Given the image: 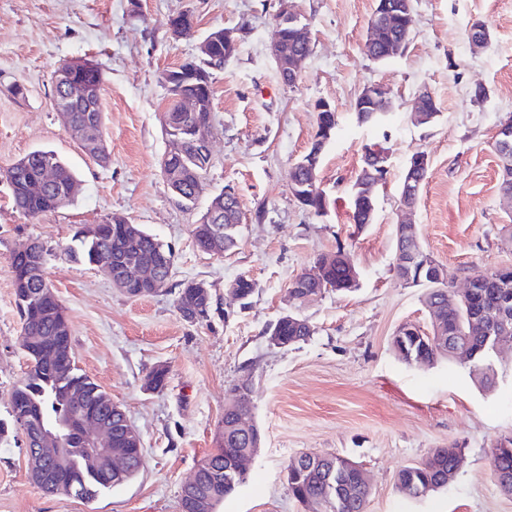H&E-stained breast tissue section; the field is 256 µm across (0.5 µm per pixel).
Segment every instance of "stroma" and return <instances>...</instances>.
<instances>
[{"instance_id": "obj_1", "label": "stroma", "mask_w": 512, "mask_h": 512, "mask_svg": "<svg viewBox=\"0 0 512 512\" xmlns=\"http://www.w3.org/2000/svg\"><path fill=\"white\" fill-rule=\"evenodd\" d=\"M414 27L403 54L376 63L364 54L375 0H295L308 23L311 52L294 86L278 78L270 55L278 0H0V169L36 149L55 151L78 175L66 208L36 217L16 212L0 180V419L27 371L11 256L29 239L52 251L46 272L72 330L76 362L125 412L138 432L144 464L122 486L81 500L50 495L28 475L25 438L0 440V512H180L182 484L216 448L224 405L252 380L253 420L262 446L247 482L220 512H303L288 489L286 467L304 453L347 457L371 479L367 512H512V495L492 474L498 439L512 433V342L496 357L497 383L480 387L468 366L441 359L421 367L392 346L399 326L429 329L425 287H406L394 268L399 190L407 162L427 154V181L414 222L423 247L456 286L477 269L512 266V202L500 190L495 150L500 121L512 115V0H413ZM194 26L173 36L169 18ZM482 21L486 47L467 31ZM245 28L239 54L213 75L211 164L194 207L179 205L161 174L168 142L162 74L196 56L218 28ZM82 58L103 73L101 91L110 160L97 164L62 124L52 77ZM390 91L385 124L358 123L365 85ZM22 85L23 95L13 93ZM483 88L482 101L474 91ZM429 90L439 116L414 125L409 113ZM336 109V136L322 154L319 180L328 211L316 216L290 191L289 171L311 145L316 100ZM388 153L372 224L356 228L347 197L363 147ZM233 186L243 212L237 248L201 252L192 229L210 200ZM114 215L168 245L174 267L165 289L131 298L106 273L70 258L78 227ZM344 250L360 286L298 307L314 328L305 342L270 346L265 330L289 310L292 280L321 254ZM241 275L256 290L240 305L227 286ZM204 283L209 322L191 324L175 308L182 283ZM168 369L163 391H145L155 366ZM458 445L464 464L448 488L409 500L396 489L399 469L436 448Z\"/></svg>"}]
</instances>
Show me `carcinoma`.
<instances>
[{"mask_svg":"<svg viewBox=\"0 0 512 512\" xmlns=\"http://www.w3.org/2000/svg\"><path fill=\"white\" fill-rule=\"evenodd\" d=\"M191 70L197 72H213L209 66V58H192L182 63L176 73L184 75L178 85L169 90L173 102L168 110L176 107V96H198L212 100V85L201 86L200 81L186 74ZM75 120L89 122L98 133H103L104 112H84L77 109L73 112ZM213 116L211 108L201 112H186L182 125L173 132H165L167 138L186 135L194 128L212 129ZM210 158L187 149L174 159V166L186 173L182 182L184 194H190V185L198 177L206 174ZM51 166L56 171L54 186L41 195H33L28 189L29 183L38 179L42 170ZM3 176L11 187V202L15 211L24 216L36 217L49 211L63 208L72 202L65 196L68 186L76 181V176L70 166L51 150H34L8 167ZM360 191L351 189L349 208L353 223L366 226L374 221L368 217L367 211L359 202ZM241 224V210L234 212L233 218L223 221L224 247L222 252L232 251L238 243ZM141 252L137 258L165 254L174 258L169 246L163 244L157 237L142 231ZM125 240L117 233L113 224H98L95 228L83 226L78 228L71 244L66 247L67 253L76 260H82L89 265L106 263L123 253ZM339 256L336 265L332 266L327 277L338 283L348 282L347 267L353 264L351 255L342 249L337 250ZM12 285L15 300L23 299L26 294L33 293L35 297L29 301L20 312L22 320L21 347L27 357L28 370L22 382L14 386L9 396L10 421L0 420V439L8 434V429L20 431L19 423H25L26 430L33 432L40 427V422H51L56 419L59 408L64 406L70 387L75 386L84 390L85 397L81 409L85 413H100L106 407L107 394L100 389L91 378L76 365L72 347L70 324L65 309L57 299L42 298L37 295L40 288L38 281L28 277L17 268L11 270ZM420 285L427 287V300L436 306V316L431 322L443 327L445 335L437 336L434 330L421 332L423 338H432L434 349L426 354L424 362L445 358L453 361L451 349L448 347V337L467 343L473 351V359L469 368L478 371L481 384L492 388L497 372L490 368L491 352L485 344V335L479 331L469 333L468 322L464 315L462 298L455 295L446 287L438 288L426 276L420 277ZM175 306L181 317L194 324H202L209 320L212 311L211 295L202 294L195 288L186 286L179 289ZM279 334L286 342L295 345L307 340L311 331L306 325L282 321L278 323ZM393 348L403 360H409V354H418L421 342L415 336H407L404 341H392ZM54 356L55 369L47 371L42 366L44 356ZM153 389L163 390L167 385L168 369L163 365L154 367L147 375ZM80 437H75L72 447L76 448L73 458L65 466H59L50 456L44 457L43 464L30 469V479L44 492H50L54 487L57 493L70 495L79 499H91L98 493L113 488L107 471L92 465L84 452L78 450ZM247 447L244 438H228L217 442L216 452L206 457L209 468L203 476L204 502L199 512H218V507L224 498L232 495L247 480V476L234 472L235 460L243 448ZM118 449L134 461V467L129 477H134L142 464L143 448L139 442L121 441ZM460 452L456 446L436 448L420 464L405 466L396 475V488L403 495L417 496V492L427 495L431 492L448 487V468L452 467L455 455ZM326 463L335 464L336 479L328 482L320 471H312L288 483L294 499L300 504L315 503L319 506L316 512H366L370 496L369 488L360 480L355 462L329 455Z\"/></svg>","mask_w":512,"mask_h":512,"instance_id":"cac0c4a2","label":"carcinoma"}]
</instances>
